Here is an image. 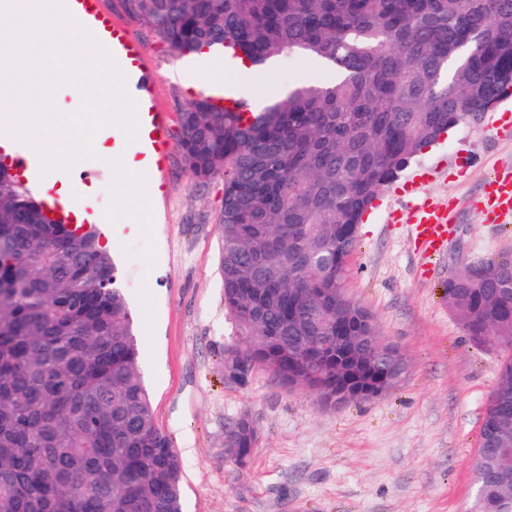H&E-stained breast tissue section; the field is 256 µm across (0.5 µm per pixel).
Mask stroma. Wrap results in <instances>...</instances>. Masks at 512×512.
I'll return each instance as SVG.
<instances>
[{"instance_id": "stroma-1", "label": "stroma", "mask_w": 512, "mask_h": 512, "mask_svg": "<svg viewBox=\"0 0 512 512\" xmlns=\"http://www.w3.org/2000/svg\"><path fill=\"white\" fill-rule=\"evenodd\" d=\"M106 3L162 60L157 100L178 120L195 89L178 78L177 57L125 0ZM324 77L316 63L288 55L267 70L262 92L274 99ZM511 128L512 97L423 150L364 215L346 289L407 370L388 393L336 408L262 372L244 386L224 379L232 326L219 270L223 177L196 185L172 150L158 224L138 223L115 173L89 184L91 208L138 224L115 236L112 256L143 338L140 370L156 422L176 450H192L181 458L182 512H464L500 358L472 344L446 288L464 266L512 253V222L487 224L480 214L488 179L512 166ZM425 199L454 205L453 235L432 259L417 253L406 225L390 221ZM244 414L261 438L241 466L224 454V428Z\"/></svg>"}]
</instances>
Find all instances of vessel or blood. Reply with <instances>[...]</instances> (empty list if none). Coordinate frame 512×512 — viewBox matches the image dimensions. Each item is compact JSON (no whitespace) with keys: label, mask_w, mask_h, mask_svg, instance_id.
<instances>
[{"label":"vessel or blood","mask_w":512,"mask_h":512,"mask_svg":"<svg viewBox=\"0 0 512 512\" xmlns=\"http://www.w3.org/2000/svg\"><path fill=\"white\" fill-rule=\"evenodd\" d=\"M47 10L68 13L91 30L112 58V74L119 80L117 95L132 98L136 110L128 125L115 128L120 148L97 164L74 168L78 183L86 185L101 172L133 158L148 175L153 198L165 200L168 194L166 171L172 141L170 119L158 104L155 93L157 65L147 49L133 39L127 28L104 9L103 0H45ZM11 162L21 177L34 182L52 175L56 162L50 154L34 153L22 146L12 149ZM483 211L495 222L512 215V175L504 173L488 185ZM452 226L446 208L428 201L419 202L413 212L409 233L416 249L430 257L446 246Z\"/></svg>","instance_id":"1"}]
</instances>
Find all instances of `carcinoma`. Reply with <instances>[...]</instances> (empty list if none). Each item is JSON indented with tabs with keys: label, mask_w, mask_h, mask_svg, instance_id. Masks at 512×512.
I'll return each mask as SVG.
<instances>
[{
	"label": "carcinoma",
	"mask_w": 512,
	"mask_h": 512,
	"mask_svg": "<svg viewBox=\"0 0 512 512\" xmlns=\"http://www.w3.org/2000/svg\"><path fill=\"white\" fill-rule=\"evenodd\" d=\"M177 56L252 68L290 52L330 78L249 114L206 97L180 114L195 183L224 176L219 268L238 380L258 371L326 405L393 389L372 313L346 293L380 190L466 112L512 96V0H126ZM448 285L474 345L503 356L467 512H512V265ZM141 341L92 227L53 219L0 162V512H182V463L158 427ZM255 419L224 430L246 462Z\"/></svg>",
	"instance_id": "carcinoma-1"
}]
</instances>
